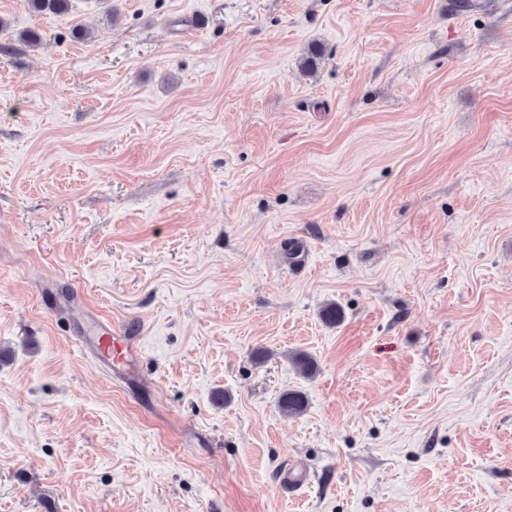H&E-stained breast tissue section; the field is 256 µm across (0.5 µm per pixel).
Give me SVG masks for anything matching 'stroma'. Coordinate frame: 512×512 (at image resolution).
<instances>
[{
    "label": "stroma",
    "instance_id": "1",
    "mask_svg": "<svg viewBox=\"0 0 512 512\" xmlns=\"http://www.w3.org/2000/svg\"><path fill=\"white\" fill-rule=\"evenodd\" d=\"M450 3L0 0V512H512V0ZM308 406L306 396L295 390H289L281 394L278 400V409L282 414L295 417L303 414Z\"/></svg>",
    "mask_w": 512,
    "mask_h": 512
}]
</instances>
